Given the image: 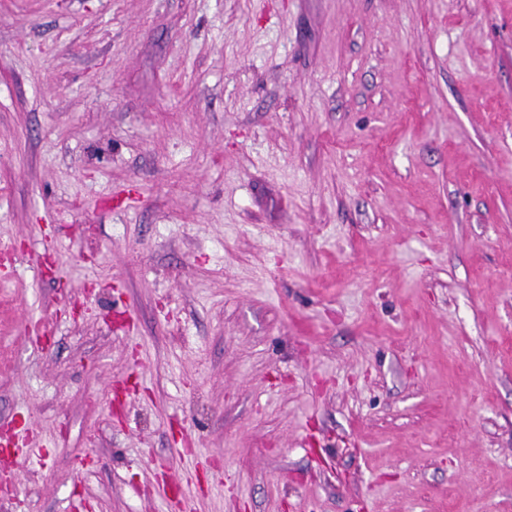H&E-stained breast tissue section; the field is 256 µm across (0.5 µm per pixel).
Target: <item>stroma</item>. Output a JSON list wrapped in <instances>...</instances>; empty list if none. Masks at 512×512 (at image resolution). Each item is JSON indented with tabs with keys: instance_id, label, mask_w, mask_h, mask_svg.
<instances>
[{
	"instance_id": "1",
	"label": "stroma",
	"mask_w": 512,
	"mask_h": 512,
	"mask_svg": "<svg viewBox=\"0 0 512 512\" xmlns=\"http://www.w3.org/2000/svg\"><path fill=\"white\" fill-rule=\"evenodd\" d=\"M1 263L0 512H512V0H0Z\"/></svg>"
}]
</instances>
